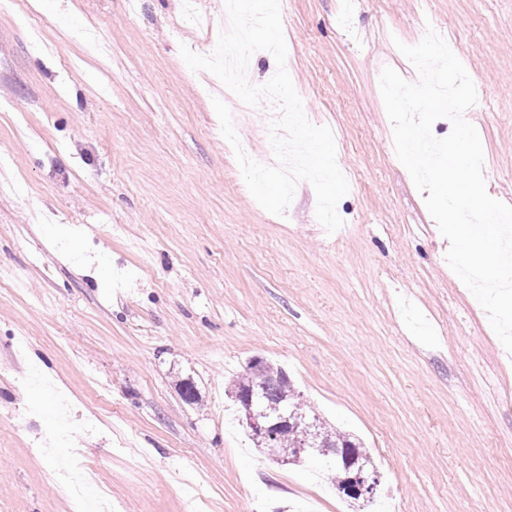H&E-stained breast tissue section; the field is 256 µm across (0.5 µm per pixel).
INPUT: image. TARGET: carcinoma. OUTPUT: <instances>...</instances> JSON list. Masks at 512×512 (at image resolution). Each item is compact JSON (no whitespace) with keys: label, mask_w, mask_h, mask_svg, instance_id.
Masks as SVG:
<instances>
[{"label":"carcinoma","mask_w":512,"mask_h":512,"mask_svg":"<svg viewBox=\"0 0 512 512\" xmlns=\"http://www.w3.org/2000/svg\"><path fill=\"white\" fill-rule=\"evenodd\" d=\"M259 392L264 410L275 417L287 402H292L294 418L291 424L278 430L270 439L251 437L257 448H294L314 436L318 442L332 449V453L320 456L323 467L336 471V489L343 492V485L353 471L364 468L380 484L379 466L354 435L329 425L310 406L302 402L288 373L263 358L251 359L244 371L236 376L231 385V398L249 390Z\"/></svg>","instance_id":"carcinoma-1"}]
</instances>
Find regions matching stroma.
Returning a JSON list of instances; mask_svg holds the SVG:
<instances>
[{
  "label": "stroma",
  "mask_w": 512,
  "mask_h": 512,
  "mask_svg": "<svg viewBox=\"0 0 512 512\" xmlns=\"http://www.w3.org/2000/svg\"><path fill=\"white\" fill-rule=\"evenodd\" d=\"M281 0L286 68L350 190L340 235L299 182L249 193L181 47L210 54L224 0H36L55 50L0 14V512H349L311 466L248 437L228 383L261 357L381 471L385 512H512V355L449 268L398 160L376 75L398 43L455 42L483 104L486 188L512 205V0ZM239 138L265 162L271 116ZM191 379L200 401L182 399Z\"/></svg>",
  "instance_id": "obj_1"
}]
</instances>
